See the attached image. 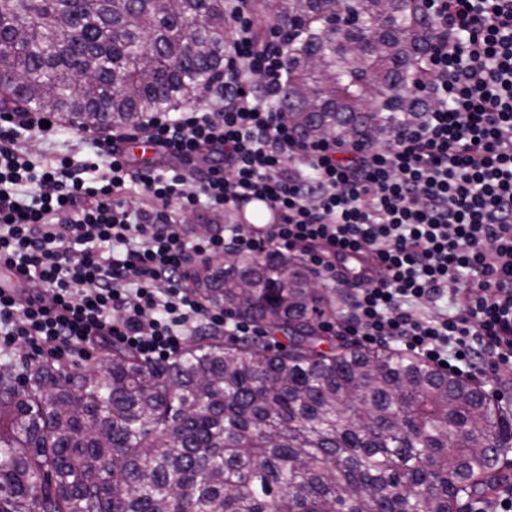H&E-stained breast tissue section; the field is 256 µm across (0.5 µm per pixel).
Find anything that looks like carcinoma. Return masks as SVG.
I'll return each instance as SVG.
<instances>
[{"label":"carcinoma","mask_w":512,"mask_h":512,"mask_svg":"<svg viewBox=\"0 0 512 512\" xmlns=\"http://www.w3.org/2000/svg\"><path fill=\"white\" fill-rule=\"evenodd\" d=\"M288 25L278 108L347 142L422 112L432 31L406 0H254ZM225 0H0V106L94 130L200 102L224 68ZM189 277L284 348L198 336L166 360L0 371V512H459L505 479L512 414L467 377L323 335L332 291L298 259L227 253Z\"/></svg>","instance_id":"obj_1"}]
</instances>
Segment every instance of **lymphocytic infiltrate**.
<instances>
[{
	"instance_id": "1",
	"label": "lymphocytic infiltrate",
	"mask_w": 512,
	"mask_h": 512,
	"mask_svg": "<svg viewBox=\"0 0 512 512\" xmlns=\"http://www.w3.org/2000/svg\"><path fill=\"white\" fill-rule=\"evenodd\" d=\"M228 5L217 110L145 115L133 132L94 138L82 165L21 147L23 130L61 135L58 113H0V267L30 284L0 289V352L61 359L118 343L159 360L191 336L260 335L191 291L190 268L230 248L296 249L352 288L347 335L445 368L512 372V0H423L433 37L416 89L428 107L355 144L304 137L271 106L288 81V29L259 48L249 0ZM135 139L177 166L132 167ZM131 191L144 200L133 211ZM254 199L278 216L267 229L199 234L183 222Z\"/></svg>"
}]
</instances>
